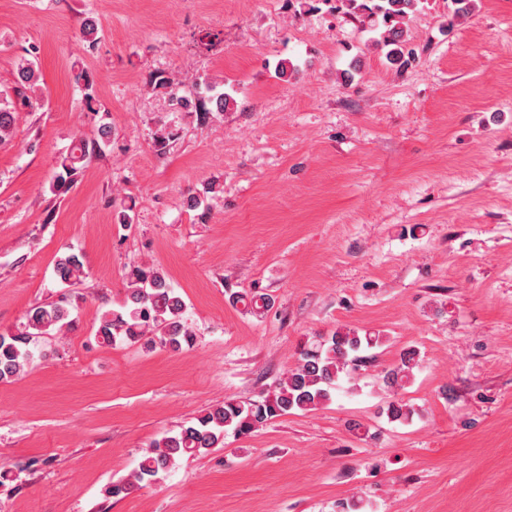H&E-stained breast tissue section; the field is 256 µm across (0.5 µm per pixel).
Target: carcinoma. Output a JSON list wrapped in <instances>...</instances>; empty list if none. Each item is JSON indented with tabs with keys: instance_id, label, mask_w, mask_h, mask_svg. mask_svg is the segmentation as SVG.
Returning <instances> with one entry per match:
<instances>
[{
	"instance_id": "cac0c4a2",
	"label": "carcinoma",
	"mask_w": 512,
	"mask_h": 512,
	"mask_svg": "<svg viewBox=\"0 0 512 512\" xmlns=\"http://www.w3.org/2000/svg\"><path fill=\"white\" fill-rule=\"evenodd\" d=\"M336 2L334 9L358 22H367L381 30L380 42L388 48L387 59L401 68L409 64L413 52L404 40V24L416 12L420 0H323ZM36 61L25 59L17 69L21 84L33 86ZM82 84V102L88 112L96 111V81L86 70L77 74ZM175 112H198L203 103L199 99L170 90ZM30 105V97L9 91H0V143L9 140L15 129L20 107ZM92 158L89 142L82 139L61 156V171L50 186L55 195L69 191L75 176ZM224 192L214 182L198 194L188 198L192 209H208L211 194ZM53 271L56 280L65 288L80 284L85 275L81 253L72 248L56 257ZM82 297H62L56 302L42 303L30 308L24 320L13 330L0 333V382H10L22 376L30 367L37 342L43 336H56L71 325V312L79 306ZM233 300L257 310L272 307L265 295L236 294ZM98 341L111 346L117 342L142 343L148 347L160 345L179 351L193 342V331L186 318V304L177 289L158 267L146 265L129 274L123 300L112 308L101 310L97 316L95 333ZM383 343V337L367 331L339 327L327 336H314L298 352L293 366L285 377L274 381L257 400L242 401L228 397L224 404L182 425L174 433L154 440L143 450L130 477L106 489L117 497L135 488L149 486L158 481L186 455H199L224 446L228 434L247 436L268 421L296 412L315 410L331 400L339 381L351 377L372 359L370 351ZM416 366V351L404 350L396 365L385 372L386 387L397 391L405 388ZM391 421H406L412 410L397 399L386 409Z\"/></svg>"
}]
</instances>
